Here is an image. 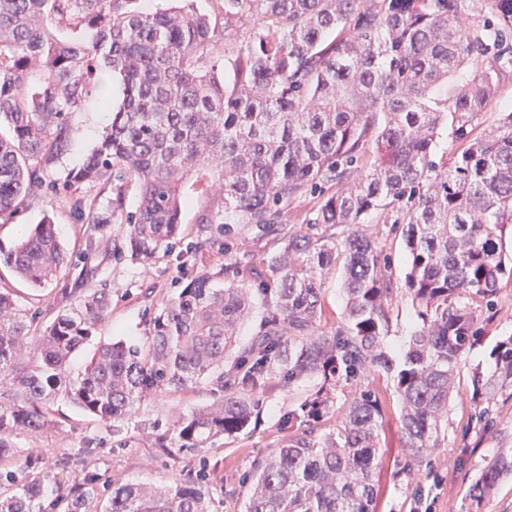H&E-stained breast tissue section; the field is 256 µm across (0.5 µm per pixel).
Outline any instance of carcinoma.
<instances>
[{"instance_id": "carcinoma-1", "label": "carcinoma", "mask_w": 512, "mask_h": 512, "mask_svg": "<svg viewBox=\"0 0 512 512\" xmlns=\"http://www.w3.org/2000/svg\"><path fill=\"white\" fill-rule=\"evenodd\" d=\"M145 10L138 0H0V217L39 191L47 170L79 135L72 116L123 85L112 125L63 187L133 181L137 211L124 247L150 260L183 233L186 190L209 177L224 185V224L201 216L191 248L215 232L253 224L283 241L275 255L219 281L201 269L161 303L150 336L97 346L84 371L73 355L112 308V293L85 274L62 289L42 330L0 293V459L17 430L42 432L56 398L117 433L140 404L205 380L212 402L168 427L169 452L201 456L245 430L272 388L320 387L283 419L288 445L254 465L245 512H374L373 469L384 414L370 373L393 375L400 404L403 474L422 466L448 423L454 372L478 336L477 309L512 282V110L490 136L475 133L502 83L512 80V0H210L217 29L191 2ZM450 149L437 153L442 131ZM320 199L308 225L347 227L314 237L275 224L288 202ZM403 225L405 290L418 327L401 368L383 351L394 281L384 250L363 226ZM0 262L41 287L65 253L44 221ZM342 269L344 307L330 334L322 279ZM260 305V330L238 344L239 325ZM496 371L473 379L479 419L512 386V336L492 352ZM357 386L336 432L315 433L335 390ZM512 475L502 449L470 486V512ZM46 480L0 492V512H44ZM210 512L202 479L162 487L91 478L75 484L64 512Z\"/></svg>"}]
</instances>
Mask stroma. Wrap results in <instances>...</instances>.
Instances as JSON below:
<instances>
[{"instance_id":"stroma-1","label":"stroma","mask_w":512,"mask_h":512,"mask_svg":"<svg viewBox=\"0 0 512 512\" xmlns=\"http://www.w3.org/2000/svg\"><path fill=\"white\" fill-rule=\"evenodd\" d=\"M111 119V111L97 105L75 113L80 134L70 151L49 169V179L64 178L82 166ZM119 190L113 184L82 183L67 192L37 193L28 197L12 217L0 221V249L7 251L23 239L30 227L43 217H50L66 253L67 266L41 288L31 286L10 267L0 264V290L9 293L19 309L33 315L36 326H43L52 317L60 305L61 288L72 282L81 269H94L97 280L111 288L112 312L74 356L72 369L76 372L84 370L98 343L112 339L145 341L162 299L177 294L203 267L223 264L224 278L230 281L235 279L237 269L249 261L274 255L282 247L276 236L262 234L251 224H238L232 234L218 235L204 252H194L191 239L186 236L174 244L170 253L156 260L133 259L115 247L123 239L128 217L136 210L133 186L120 190L125 195L122 211L113 214L111 223L100 229H92L74 208L75 200L80 198L107 210ZM366 231L391 256L396 293L386 341L390 356L398 361L416 326L414 309L404 290L405 244L391 225L370 224ZM477 325L480 334L457 367L448 405V430L438 448L431 450L427 466L408 477L402 473L406 451L399 403L395 395H388L374 468L376 512H469L470 485L500 449L512 448V388L497 396L493 423L488 427L477 420L471 399L473 371L493 374L490 351L497 341L512 335V286L503 291L493 312H479ZM294 400V394L270 391L256 425L224 439L222 445L202 458L185 452L169 455L155 448L153 431L167 429L176 414L208 405L211 393L207 383L145 402L117 433L61 399L54 404L51 421L43 432L13 433L10 461L18 466L16 478L46 477L65 492L75 476L84 473L99 474L115 482L166 486L203 470L211 487V512H244L246 478L258 459L287 443L291 433L283 427L282 419Z\"/></svg>"}]
</instances>
